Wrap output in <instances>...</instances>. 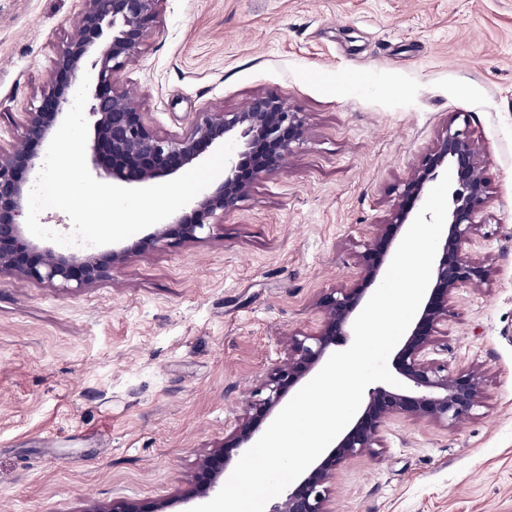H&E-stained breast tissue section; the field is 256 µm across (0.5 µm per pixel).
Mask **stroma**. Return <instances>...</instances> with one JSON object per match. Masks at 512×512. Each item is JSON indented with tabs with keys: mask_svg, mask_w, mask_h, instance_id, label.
Here are the masks:
<instances>
[{
	"mask_svg": "<svg viewBox=\"0 0 512 512\" xmlns=\"http://www.w3.org/2000/svg\"><path fill=\"white\" fill-rule=\"evenodd\" d=\"M82 0H0V148L22 139ZM148 126L274 93L305 135L198 239L134 250L80 289L0 274V512H85L117 498L184 512L202 456L255 386L357 284L402 183L467 116L488 181L465 249L491 280L459 289L429 350L482 368L454 427L388 419L350 457L331 512H512V0H163L123 71Z\"/></svg>",
	"mask_w": 512,
	"mask_h": 512,
	"instance_id": "stroma-1",
	"label": "stroma"
}]
</instances>
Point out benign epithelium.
Here are the masks:
<instances>
[{
	"label": "benign epithelium",
	"mask_w": 512,
	"mask_h": 512,
	"mask_svg": "<svg viewBox=\"0 0 512 512\" xmlns=\"http://www.w3.org/2000/svg\"><path fill=\"white\" fill-rule=\"evenodd\" d=\"M79 36L61 49L54 62L41 104L24 115V146L0 150V273L29 281L55 282L63 288H83L108 277L130 250L103 254L65 255L42 248L24 236L20 218L27 200V175L40 167L35 147L49 141L66 114L79 73L93 49L94 72L89 114L95 117L92 150L95 160L105 161L112 176L125 182L147 184L172 174L196 160L214 143H224L239 134L240 145L224 168V181L204 194L190 215L156 229L149 242L197 238L216 215L236 210L252 185L277 170L293 146L304 137L300 113L277 94L252 98L237 112L199 113L191 128L178 137L157 135L146 124L136 102L118 88L126 65L138 56L157 22L162 0H83ZM112 37L103 41L105 29ZM262 151L256 152V144ZM451 169L454 189L448 209V225L439 245L419 317L403 347L394 357L397 373L407 381L402 390L383 387L368 392L362 413L325 458L312 463L301 481L287 490L270 512H330L329 484L351 456L374 450L383 422L392 415L409 420H428L454 427L483 407L485 372L480 368L453 371L428 358L441 327L454 314L456 291L479 287L492 276L489 265L473 260L464 246L478 229L477 214L485 207L488 185L469 127L448 126L434 147L406 179L402 203L394 208L367 243V250L380 255L378 263L365 266L362 280L374 283L384 258L397 236L409 226L411 212L424 196L428 184L441 169ZM366 289L356 284L333 288L320 301L322 320L313 334L288 337L283 364L270 371L245 403L232 435L203 459L204 482L184 502L205 499L230 473L233 452L248 450L257 439V420L270 416L286 395L320 363L333 347L349 335L355 312ZM83 512H140L136 503L115 499L106 506L93 505Z\"/></svg>",
	"instance_id": "1"
}]
</instances>
